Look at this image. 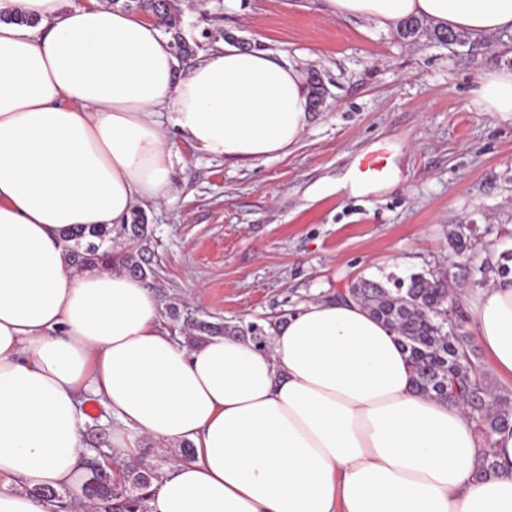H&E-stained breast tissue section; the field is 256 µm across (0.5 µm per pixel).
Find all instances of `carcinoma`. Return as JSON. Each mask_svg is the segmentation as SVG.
I'll return each instance as SVG.
<instances>
[{"mask_svg":"<svg viewBox=\"0 0 512 512\" xmlns=\"http://www.w3.org/2000/svg\"><path fill=\"white\" fill-rule=\"evenodd\" d=\"M174 0H111L112 7L153 16L164 32L171 35V45L178 58L184 59L192 48L183 36ZM398 34L404 39L422 37L438 42L448 37L458 45L470 42L461 32L432 26L417 18L400 23ZM73 244L67 246L70 266L120 268L132 276L148 278L142 263L134 253L112 251V226L93 225L72 234ZM443 275L416 273L407 279L393 280V287L361 279L336 294L361 303L377 320L388 325L397 335L408 354L416 377L417 390L442 399L467 404L471 398L484 397L492 404L483 412L470 416L481 435L484 450L480 469L483 472L498 466L489 439L498 429L512 423V398L493 392L491 384L475 373L478 359L471 336L463 325L448 319V297ZM195 334L188 337L192 345L209 336H243L249 332L256 343H265L263 332L252 326L244 329L227 323L193 321ZM82 469L98 484L95 493L96 512H149L148 503L153 485L162 475L161 467L133 461L116 468L111 461L108 436L95 431ZM40 495L56 500L59 512H72L73 502L66 489H44Z\"/></svg>","mask_w":512,"mask_h":512,"instance_id":"1","label":"carcinoma"}]
</instances>
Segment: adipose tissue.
Wrapping results in <instances>:
<instances>
[{
  "instance_id": "1",
  "label": "adipose tissue",
  "mask_w": 512,
  "mask_h": 512,
  "mask_svg": "<svg viewBox=\"0 0 512 512\" xmlns=\"http://www.w3.org/2000/svg\"><path fill=\"white\" fill-rule=\"evenodd\" d=\"M0 0V512H54L38 488L80 479L97 398L132 434L187 443L150 512H512V426L490 438L499 467L475 473L465 409L416 390L396 333L352 300H317L269 346H188L148 284L71 274L68 236L128 223L172 182L173 128L216 158L288 154L309 120L304 74L227 46L179 69L157 23L95 4ZM382 28L415 17L474 37L512 29V0H324ZM38 28L17 24V15ZM483 111L512 114V71L485 74ZM475 343L512 380V276L468 295Z\"/></svg>"
}]
</instances>
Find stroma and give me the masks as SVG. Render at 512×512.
Returning <instances> with one entry per match:
<instances>
[{
  "label": "stroma",
  "instance_id": "stroma-1",
  "mask_svg": "<svg viewBox=\"0 0 512 512\" xmlns=\"http://www.w3.org/2000/svg\"><path fill=\"white\" fill-rule=\"evenodd\" d=\"M190 43L230 40L320 81L299 143L264 163L197 151L177 135L170 190L138 204L147 238L112 230L114 252L140 251L165 324L185 315L268 327L350 282L448 273L456 296L478 288L455 267L462 237L472 265L512 253V115L483 112L486 73L512 69V31L477 48L325 13L323 0H176ZM369 153L400 169L381 193L325 189Z\"/></svg>",
  "mask_w": 512,
  "mask_h": 512
}]
</instances>
